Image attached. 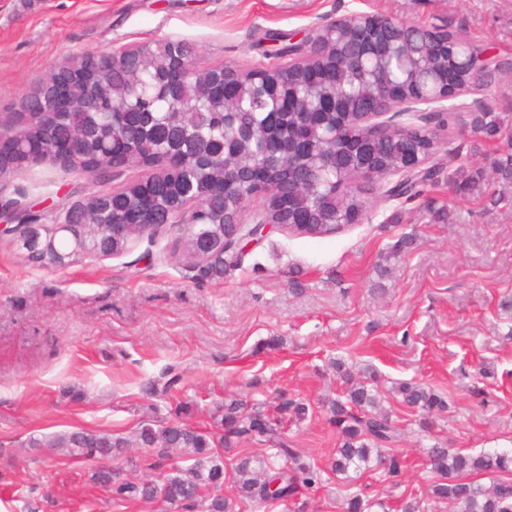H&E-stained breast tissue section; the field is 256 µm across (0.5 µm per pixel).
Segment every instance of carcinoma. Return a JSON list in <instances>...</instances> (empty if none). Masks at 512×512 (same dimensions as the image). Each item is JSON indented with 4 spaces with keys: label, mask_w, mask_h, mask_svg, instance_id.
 <instances>
[{
    "label": "carcinoma",
    "mask_w": 512,
    "mask_h": 512,
    "mask_svg": "<svg viewBox=\"0 0 512 512\" xmlns=\"http://www.w3.org/2000/svg\"><path fill=\"white\" fill-rule=\"evenodd\" d=\"M396 34L405 41L401 51L391 50L389 44L380 41L365 66L346 65L332 73L316 71L305 75L298 67L289 69L288 81L278 95L263 88L249 71L235 76L234 86L224 94L229 108L222 112L197 95L189 84L178 88L176 99L182 110L197 114L198 120L191 136L183 134L180 117L172 111L168 99L157 94V84L169 74L166 57L177 52L186 60H193L192 50L183 41L148 44L144 52L150 55L149 68L108 59L107 79H89L77 84L70 92V111L57 118L47 119L41 111L52 103V90L63 75L58 71L46 81L39 92L41 110L31 111V120L17 133L3 134L4 154L0 165L4 170H18L28 166L29 148L35 146L49 154L69 151V169L108 177V161L100 158L99 148L106 135L108 116L106 109L130 110L137 113L135 120L123 132L122 145L117 158L130 165L139 163L142 149L174 147L193 155L204 148L209 154L203 164L194 163L183 167L178 175L192 193L205 199L202 213L196 214L197 223L185 229L183 244L192 243L200 234L216 233V247L212 256L199 265V270L209 276H224L241 263L242 249L224 243L223 220L232 219L237 199L211 195V187L223 181L225 130H245L250 139L243 146L236 160L240 166L256 173L250 192L269 188L270 197L265 199L269 219H296V213L304 207L316 209L322 223L308 229L292 227L290 233L322 234L341 228L345 216L358 211L367 214L379 200H407L421 197L428 188L439 183V177L448 180L460 196L484 194L487 178L482 168L451 169L437 158L440 141L430 130L420 127L408 135H394L377 141L378 155L374 168L389 172L401 166L406 150L405 137L419 153L430 159L431 165L424 170L400 177L394 183H386L376 195L363 194L358 189H347L345 184L353 177L350 146L347 139L353 126L348 116L366 111L370 106L369 93L381 87H403L412 90L419 72L448 71L451 57L445 46L426 40L421 27L398 23ZM358 31L348 28L327 39V47L338 57L353 56L357 52ZM336 98V108L325 121L336 127V137L326 135L321 120L307 116L317 109L324 99ZM269 112L280 113L278 129L306 146L303 164L311 180L301 193L285 189L283 202L275 200L273 182L288 175L294 163L281 159L271 164L269 143L271 130L265 125ZM471 132L478 141L498 144L496 156L491 161L495 175L512 184V132L506 131L504 117L487 109L477 113ZM136 194L135 184L106 195L87 198L86 214L80 220L98 225L99 241L103 247L117 254L127 252L140 239L153 237L152 231L143 227L127 228V208ZM4 211L12 214L20 224H43L54 229L61 217L53 211H34L20 202L7 199L0 203ZM412 244L405 236L381 257L378 272L385 264L399 257ZM336 372L345 384L342 395L327 400L329 424L335 428L338 444L330 462L331 474L351 485L367 472L380 471L391 478L400 476L402 462L393 453L400 441L401 429L391 414L381 407L382 391L377 375L368 373L366 380L353 378L343 363H336ZM392 393L398 402L417 409L425 415L448 411V401L432 388L413 381L397 382ZM224 433L208 435L187 423L175 419L163 424L146 422L137 434L140 447L146 448L160 460H167L173 450L183 448L191 455L193 464L188 472L179 468L160 479L128 481L117 469H101L93 475L102 486L112 488L117 499L163 502L177 505L184 512H233L229 498L213 493L224 486V453L231 449L236 439L253 435L267 438L276 446V452L266 458L242 454L234 468L233 488L244 500L256 501L278 498L284 501L296 499L299 489H319L325 479L324 469L313 459L291 447L278 429L277 420L266 406L255 404L246 409L243 403L232 399L224 403L221 419ZM34 448L48 445L68 448L72 455L86 459H114L127 447L126 439L108 432L71 431L45 442L32 438ZM427 466L434 479L427 489L428 499L412 493L403 498L400 512H426L428 503H446L452 512H512V450H494L477 454L444 447L438 443L427 451ZM481 474L491 476L488 485L472 479ZM387 512V505L378 498H368L364 489L344 495L342 512H373V508Z\"/></svg>",
    "instance_id": "cac0c4a2"
}]
</instances>
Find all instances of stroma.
<instances>
[{
  "label": "stroma",
  "mask_w": 512,
  "mask_h": 512,
  "mask_svg": "<svg viewBox=\"0 0 512 512\" xmlns=\"http://www.w3.org/2000/svg\"><path fill=\"white\" fill-rule=\"evenodd\" d=\"M361 13L467 35L500 63L496 82L463 97L450 129L431 110L392 115L450 140L451 167L488 165L497 146L474 150L470 122L487 108L512 117L503 96L512 0H0V131L19 129L33 90L78 54L173 39L200 66L249 71L274 63L279 36L297 42ZM145 173L117 168L101 182L50 158L0 176V197L66 209ZM182 231L168 224L123 255L62 268L29 261L0 236V512H25L32 496L43 512H174L113 498L93 479L102 461L27 441L75 428L130 438L182 402L184 422L215 433L224 401L265 404L293 447L326 464L337 436L322 405L339 391L336 359L376 371L402 430L397 484L376 471L360 480L393 510L432 481L435 442L512 449V206L456 196L443 182L333 234L270 230L243 242L240 266L220 279L175 254ZM405 235L412 247L379 278L382 255ZM273 336L281 345L264 348ZM401 380L433 388L448 412L426 420L400 405L389 390ZM291 400L309 404L306 419L284 412Z\"/></svg>",
  "instance_id": "stroma-1"
}]
</instances>
